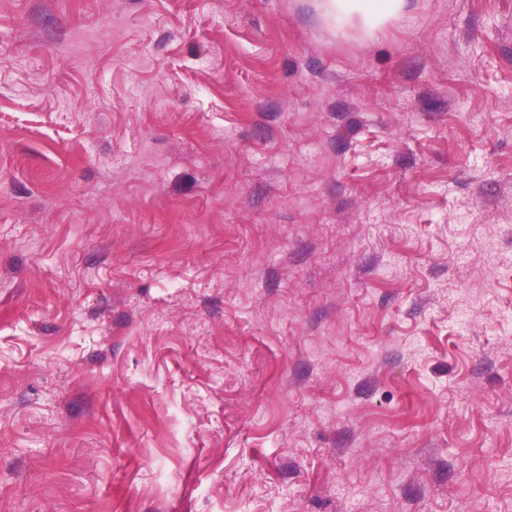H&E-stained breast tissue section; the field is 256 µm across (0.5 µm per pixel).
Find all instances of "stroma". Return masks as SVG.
Returning <instances> with one entry per match:
<instances>
[{
  "instance_id": "stroma-1",
  "label": "stroma",
  "mask_w": 512,
  "mask_h": 512,
  "mask_svg": "<svg viewBox=\"0 0 512 512\" xmlns=\"http://www.w3.org/2000/svg\"><path fill=\"white\" fill-rule=\"evenodd\" d=\"M0 512H512V0H0ZM403 4L404 0H328L325 8L339 25L358 18L367 28L377 29L396 18Z\"/></svg>"
}]
</instances>
